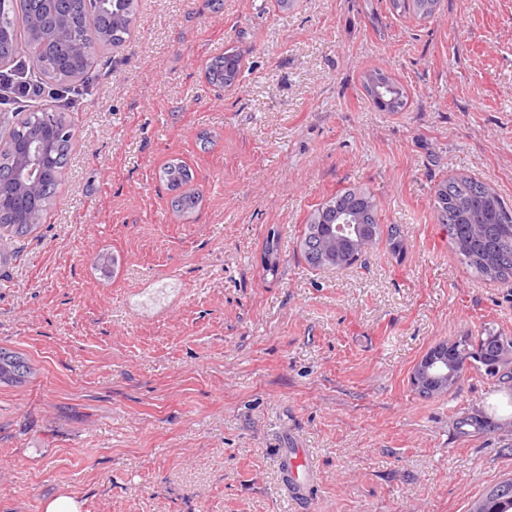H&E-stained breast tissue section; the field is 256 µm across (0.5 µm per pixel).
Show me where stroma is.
<instances>
[{
    "label": "stroma",
    "mask_w": 512,
    "mask_h": 512,
    "mask_svg": "<svg viewBox=\"0 0 512 512\" xmlns=\"http://www.w3.org/2000/svg\"><path fill=\"white\" fill-rule=\"evenodd\" d=\"M242 55L219 89L210 62ZM380 69L402 112L362 87ZM40 224L0 242V512H299L279 466L306 449L309 512H471L512 478V385L469 367L419 397L443 340L512 336V281L478 278L436 220L468 175L512 206V0H138L104 52ZM194 172L173 204L160 171ZM366 189L401 252L300 255L310 214ZM278 249L265 261L269 237ZM363 88L369 98L390 112H400L408 105V95L403 88L387 73L375 70L370 73L363 83ZM377 92L381 93V100ZM29 375L30 367L20 354L0 348V384H21L29 378Z\"/></svg>",
    "instance_id": "1"
}]
</instances>
